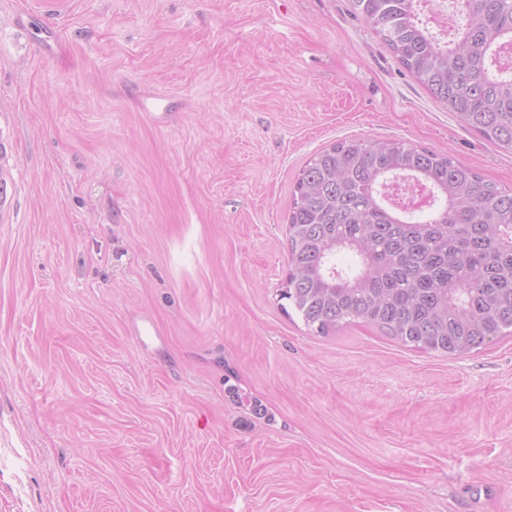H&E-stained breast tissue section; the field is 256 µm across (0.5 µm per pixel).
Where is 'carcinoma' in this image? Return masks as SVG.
I'll return each mask as SVG.
<instances>
[{
    "mask_svg": "<svg viewBox=\"0 0 512 512\" xmlns=\"http://www.w3.org/2000/svg\"><path fill=\"white\" fill-rule=\"evenodd\" d=\"M462 24L441 33L421 0H353L401 66L483 139L512 150V0H456ZM398 174L428 185L424 210L389 205ZM284 298L327 336L353 322L409 346L468 354L512 331V189L403 141L343 139L301 170L288 211Z\"/></svg>",
    "mask_w": 512,
    "mask_h": 512,
    "instance_id": "obj_1",
    "label": "carcinoma"
}]
</instances>
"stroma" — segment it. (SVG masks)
I'll return each instance as SVG.
<instances>
[{
    "mask_svg": "<svg viewBox=\"0 0 512 512\" xmlns=\"http://www.w3.org/2000/svg\"><path fill=\"white\" fill-rule=\"evenodd\" d=\"M0 0V512H512V334L449 358L283 299L343 138L512 189L352 0ZM180 113L154 125L141 96Z\"/></svg>",
    "mask_w": 512,
    "mask_h": 512,
    "instance_id": "35a3bbf8",
    "label": "stroma"
}]
</instances>
